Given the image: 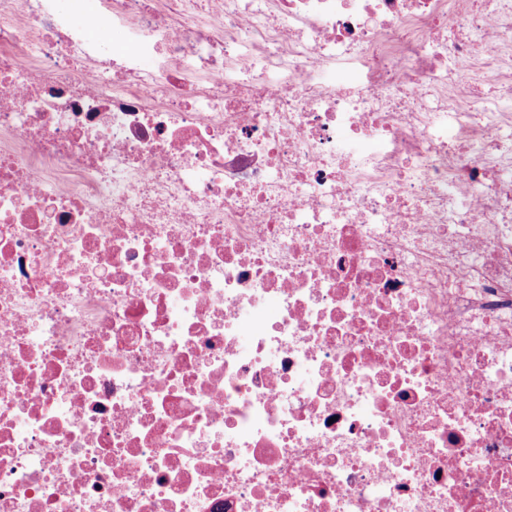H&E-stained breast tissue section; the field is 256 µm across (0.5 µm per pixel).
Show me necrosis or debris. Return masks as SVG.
I'll return each instance as SVG.
<instances>
[{
    "mask_svg": "<svg viewBox=\"0 0 512 512\" xmlns=\"http://www.w3.org/2000/svg\"><path fill=\"white\" fill-rule=\"evenodd\" d=\"M99 20L0 0V512H512V0ZM90 39L97 43L109 46L113 55H129L132 58H138L141 65L151 67L156 64L153 57H138V49L135 41L131 40L124 28L115 25L110 27H101L98 23H93L88 28Z\"/></svg>",
    "mask_w": 512,
    "mask_h": 512,
    "instance_id": "1",
    "label": "necrosis or debris"
}]
</instances>
